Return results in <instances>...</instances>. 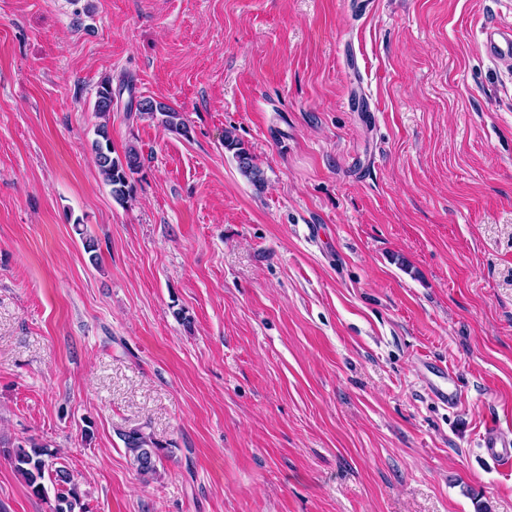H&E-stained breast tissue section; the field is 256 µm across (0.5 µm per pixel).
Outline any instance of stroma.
Returning a JSON list of instances; mask_svg holds the SVG:
<instances>
[{
    "label": "stroma",
    "instance_id": "1",
    "mask_svg": "<svg viewBox=\"0 0 512 512\" xmlns=\"http://www.w3.org/2000/svg\"><path fill=\"white\" fill-rule=\"evenodd\" d=\"M489 22L512 0H0V440L59 451L84 512H512L480 446L512 438ZM106 78L144 163L123 206L91 150ZM136 427L173 451L147 484ZM53 506L0 455V512ZM138 111L142 114L150 115L152 118L158 113L162 118V124L171 131L182 136H188L189 129L186 123L181 119L180 113L176 112L168 105L162 102H156L151 99H143L138 102ZM224 146L228 150H235L234 157L241 174L256 188H262L265 183L263 171L256 164L253 156L245 148L240 147L241 144L228 132L224 135Z\"/></svg>",
    "mask_w": 512,
    "mask_h": 512
}]
</instances>
